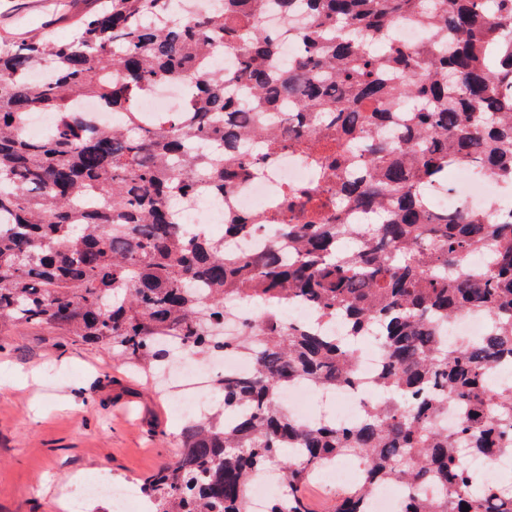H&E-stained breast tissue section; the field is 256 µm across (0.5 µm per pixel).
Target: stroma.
Returning <instances> with one entry per match:
<instances>
[{"label":"stroma","mask_w":512,"mask_h":512,"mask_svg":"<svg viewBox=\"0 0 512 512\" xmlns=\"http://www.w3.org/2000/svg\"><path fill=\"white\" fill-rule=\"evenodd\" d=\"M97 0H0V37L60 42ZM184 420L155 381L49 325L0 330V512H60L74 479L141 483Z\"/></svg>","instance_id":"1"}]
</instances>
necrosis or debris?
Listing matches in <instances>:
<instances>
[{
  "instance_id": "1",
  "label": "necrosis or debris",
  "mask_w": 512,
  "mask_h": 512,
  "mask_svg": "<svg viewBox=\"0 0 512 512\" xmlns=\"http://www.w3.org/2000/svg\"><path fill=\"white\" fill-rule=\"evenodd\" d=\"M259 22L263 29L278 34L281 59L292 60L299 56L300 45L295 37L297 27L304 23L302 16L283 18L273 9L271 0H260ZM315 152L307 147L284 149L272 159L258 166L257 170L239 180L225 196L215 195L207 186H199L193 197L178 204L179 221L183 224H212L224 222L237 215L257 216L259 226L247 237L237 239L233 250L253 253L277 246H288L287 237L280 227L296 223V215L285 208L286 192L311 185L330 188L324 168L314 161ZM492 179L469 169L463 170L454 187L444 184L431 186L429 193L433 206L440 211L455 213L466 208L486 210L492 200ZM257 315L253 302L229 295L224 299V319L213 324L210 333L216 340L237 336L247 331ZM382 351L379 347L360 343L355 365L358 380L355 385L335 391L319 389L315 392L313 406L299 400L306 388L298 382L284 383L281 398L293 419L302 425L332 420L356 424L363 416L365 405L374 390L373 381L381 369ZM254 364L253 351L247 347L232 349L228 358L217 362L206 358L167 370L163 379L169 384L175 404L182 407L187 419L218 414L224 397L217 389V381L226 375H244Z\"/></svg>"
}]
</instances>
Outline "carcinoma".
Instances as JSON below:
<instances>
[{
  "label": "carcinoma",
  "instance_id": "carcinoma-1",
  "mask_svg": "<svg viewBox=\"0 0 512 512\" xmlns=\"http://www.w3.org/2000/svg\"><path fill=\"white\" fill-rule=\"evenodd\" d=\"M170 2L106 0L64 43L0 38V327L51 325L151 369L170 357L167 337L185 356L228 347L208 335L227 294L312 302L321 319L341 316L379 342L383 398L354 427L295 422L284 380L350 386L358 351L271 310L244 338L253 371L219 381L224 414L183 428L175 459L145 479L154 512H250L249 481L268 465L286 487L268 512H312L316 469L344 455L364 477L336 494L333 512H368L380 482L404 487L398 512H512L502 484L462 457L512 456V388L490 372L512 363V214H435L425 196L451 164L512 185V0H276L284 16L310 18L298 59L277 72L256 0H221L167 26ZM399 18L429 26V42L392 41ZM226 45L240 50L233 72L214 61ZM34 70L49 79L31 82ZM173 80L184 110L145 123L141 98ZM81 97L122 122L87 123ZM281 105L296 129L336 144L331 208L285 225L287 254L240 255L187 232L170 200L199 183L227 193L288 147L247 127ZM401 106L408 124L395 129ZM34 110L58 117L40 139L22 132ZM349 208L368 222L344 223ZM251 221L224 225V238ZM471 255L486 260L481 270L462 268ZM471 310L492 329L448 345L439 323ZM450 405L463 408L452 429L436 424Z\"/></svg>",
  "mask_w": 512,
  "mask_h": 512
}]
</instances>
